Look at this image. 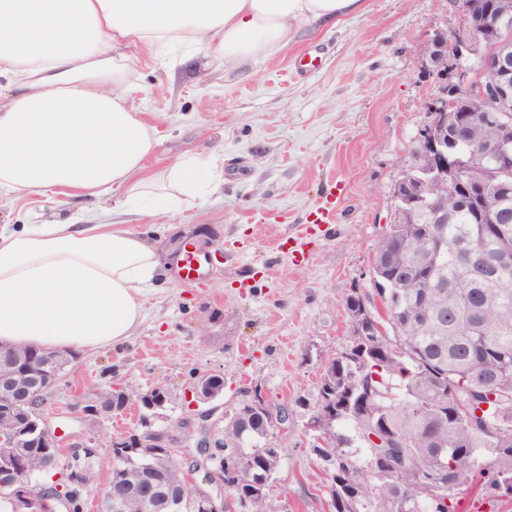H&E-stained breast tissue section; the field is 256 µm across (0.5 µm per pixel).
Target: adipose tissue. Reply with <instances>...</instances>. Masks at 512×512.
<instances>
[{
	"label": "adipose tissue",
	"instance_id": "1",
	"mask_svg": "<svg viewBox=\"0 0 512 512\" xmlns=\"http://www.w3.org/2000/svg\"><path fill=\"white\" fill-rule=\"evenodd\" d=\"M365 0H0V196L101 198L156 219L205 198L218 162L194 154L144 176L153 128L129 104L122 50L179 44L236 64L291 30L336 27ZM159 268L144 234L65 221L0 226V346L89 354L123 343Z\"/></svg>",
	"mask_w": 512,
	"mask_h": 512
}]
</instances>
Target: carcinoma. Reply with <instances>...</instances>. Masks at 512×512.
Here are the masks:
<instances>
[{
	"instance_id": "obj_1",
	"label": "carcinoma",
	"mask_w": 512,
	"mask_h": 512,
	"mask_svg": "<svg viewBox=\"0 0 512 512\" xmlns=\"http://www.w3.org/2000/svg\"><path fill=\"white\" fill-rule=\"evenodd\" d=\"M503 4L507 17L483 31V51L512 37V0ZM448 125L456 126V150L465 155L497 136L495 128L457 114ZM473 176L512 185V170L502 172L493 158L476 159L453 189L446 182L433 186L428 204L387 225L370 270L386 312L383 320L372 316L381 331L354 337L325 367L310 419L335 441L330 457L312 448L327 465L331 512H457L459 496L475 488L485 499L512 498V263L475 262L483 255L512 259V195L492 221L485 203L459 208L457 196H465ZM345 308L370 311L375 304L354 291ZM20 351L29 378L42 380V350ZM484 403L490 408L483 412ZM491 423L499 426L493 437L485 432ZM268 433L266 415L247 404L216 449L239 462L224 490L240 512L248 506L267 512L261 486L280 467L278 443ZM39 451L25 447L29 469L57 476L41 484L40 499L80 512L84 490L69 482L60 452ZM144 455L154 468L142 477ZM120 461L111 479L132 486L146 479L161 495L182 492L183 464L168 449L143 448Z\"/></svg>"
}]
</instances>
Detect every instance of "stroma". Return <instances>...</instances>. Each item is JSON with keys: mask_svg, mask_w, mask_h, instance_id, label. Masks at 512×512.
<instances>
[{"mask_svg": "<svg viewBox=\"0 0 512 512\" xmlns=\"http://www.w3.org/2000/svg\"><path fill=\"white\" fill-rule=\"evenodd\" d=\"M463 20L462 0H366L362 13L335 28L295 27L282 52L235 67L212 58L186 64L177 53L163 63L125 48L129 102L157 139L148 171L213 153L222 174L204 201L152 226L109 199L81 203L87 222L146 232L160 260L135 336L78 355L40 406L67 443L96 433L83 512L100 510L113 438L149 429L185 448L200 428L223 430L257 394L289 413L287 431L276 435L281 467L269 512H329L307 422L326 364L352 341L345 298L370 291L393 187L418 162L411 145L436 87L433 41L451 37ZM310 54L319 67L302 68ZM329 194L333 220L313 223ZM72 210V202L37 195L4 198L0 224L53 223ZM195 229L215 258L189 284L170 253ZM205 374L223 377L224 391L201 401L191 384ZM107 385L160 386L174 400L147 422L131 408L90 423L79 405Z\"/></svg>", "mask_w": 512, "mask_h": 512, "instance_id": "35a3bbf8", "label": "stroma"}]
</instances>
